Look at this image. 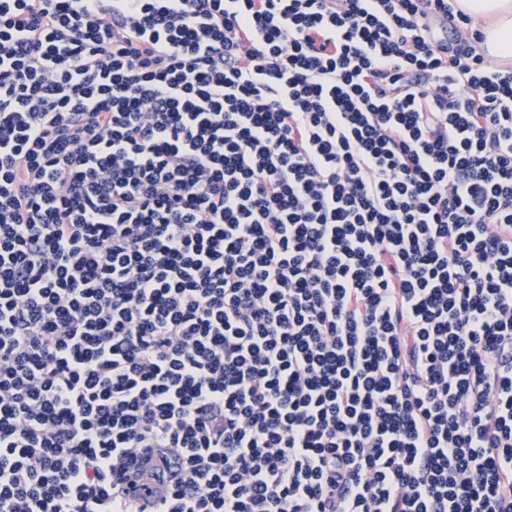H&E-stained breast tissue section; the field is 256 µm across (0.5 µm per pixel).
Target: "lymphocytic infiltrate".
Wrapping results in <instances>:
<instances>
[{
    "label": "lymphocytic infiltrate",
    "instance_id": "obj_1",
    "mask_svg": "<svg viewBox=\"0 0 512 512\" xmlns=\"http://www.w3.org/2000/svg\"><path fill=\"white\" fill-rule=\"evenodd\" d=\"M483 40L457 0H0V512H512Z\"/></svg>",
    "mask_w": 512,
    "mask_h": 512
}]
</instances>
